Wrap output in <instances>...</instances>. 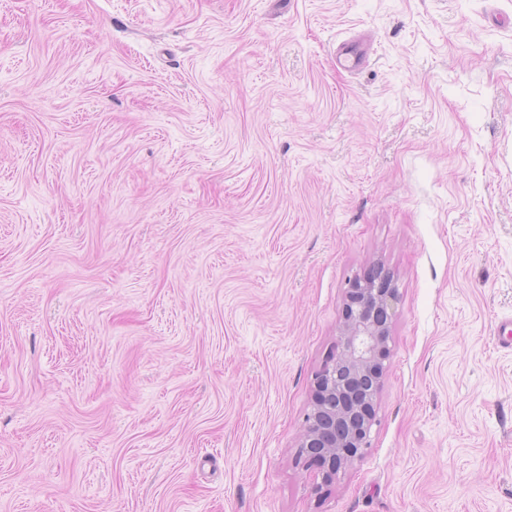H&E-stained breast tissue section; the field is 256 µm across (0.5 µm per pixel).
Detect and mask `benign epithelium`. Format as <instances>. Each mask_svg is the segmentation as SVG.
Returning a JSON list of instances; mask_svg holds the SVG:
<instances>
[{"mask_svg": "<svg viewBox=\"0 0 512 512\" xmlns=\"http://www.w3.org/2000/svg\"><path fill=\"white\" fill-rule=\"evenodd\" d=\"M386 274L355 277L345 292L336 350L316 374L296 460L328 485L361 460L376 421L375 397L389 367L392 304Z\"/></svg>", "mask_w": 512, "mask_h": 512, "instance_id": "1", "label": "benign epithelium"}]
</instances>
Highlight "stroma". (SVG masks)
<instances>
[{"label":"stroma","mask_w":512,"mask_h":512,"mask_svg":"<svg viewBox=\"0 0 512 512\" xmlns=\"http://www.w3.org/2000/svg\"><path fill=\"white\" fill-rule=\"evenodd\" d=\"M375 264L377 422L321 489ZM507 318L512 0H0V512H512ZM397 290L386 274L355 277L345 292L336 350L316 374L296 460L336 480L370 445L375 397L389 367L392 304Z\"/></svg>","instance_id":"1"}]
</instances>
